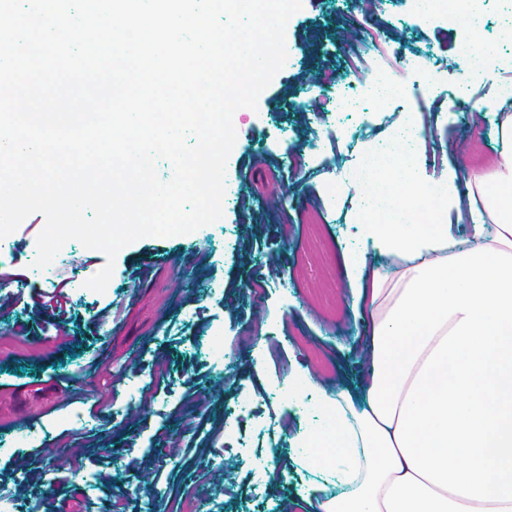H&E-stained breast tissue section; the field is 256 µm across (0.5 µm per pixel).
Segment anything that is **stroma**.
<instances>
[{"label": "stroma", "mask_w": 512, "mask_h": 512, "mask_svg": "<svg viewBox=\"0 0 512 512\" xmlns=\"http://www.w3.org/2000/svg\"><path fill=\"white\" fill-rule=\"evenodd\" d=\"M478 18L456 27L412 18V0H303L286 27L288 59L256 109L235 112L237 139L226 182L235 195L214 224L166 238L146 237L117 255L108 292L80 289L106 264L80 249L77 271L34 265L44 220L29 216L8 237L0 261V436L49 425V433L0 458V494L26 512H100L111 499L126 512H178L196 488L198 512H286L306 476L279 482L254 471L275 449L287 461L288 435L311 424V406L288 404L275 390L297 362L310 366L317 396L358 391L363 323L351 298L342 253L350 224L364 222L354 189L342 187L357 160L353 128L377 136L403 125L418 131L414 153L424 171L489 169L498 154L491 116L512 113L496 95L512 68L475 77L474 58L497 50L512 61V0H477ZM471 52H462L463 43ZM402 83L401 98L328 121L325 97L378 75ZM468 84L476 111L462 119L455 88ZM332 161H323L329 148ZM222 336L232 358L212 374L202 343ZM263 362H255L253 351ZM140 396L115 406L125 378ZM257 409L239 433L224 429L241 395ZM137 419H128L129 411ZM176 442L177 458L154 446ZM231 447L215 467V449ZM96 485L87 489L81 473Z\"/></svg>", "instance_id": "1"}]
</instances>
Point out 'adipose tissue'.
<instances>
[{"mask_svg": "<svg viewBox=\"0 0 512 512\" xmlns=\"http://www.w3.org/2000/svg\"><path fill=\"white\" fill-rule=\"evenodd\" d=\"M499 135L493 170L465 175L466 195L445 174L419 181L412 158L364 187L395 202L342 255L364 322L362 395L321 394L317 424L294 437L308 512H512L511 113ZM461 208L469 224L449 223Z\"/></svg>", "mask_w": 512, "mask_h": 512, "instance_id": "adipose-tissue-1", "label": "adipose tissue"}]
</instances>
